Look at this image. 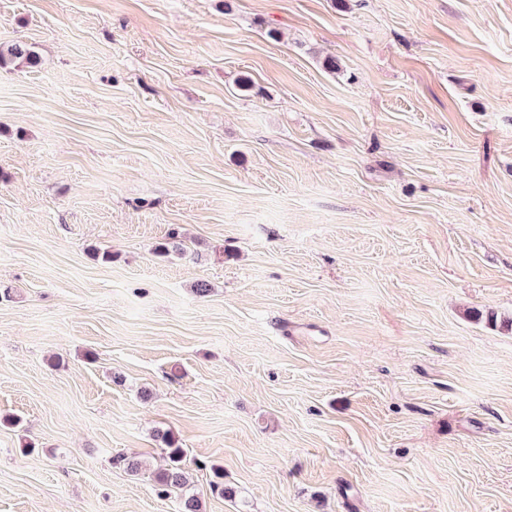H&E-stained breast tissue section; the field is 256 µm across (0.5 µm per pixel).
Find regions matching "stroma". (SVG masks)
Segmentation results:
<instances>
[{
	"label": "stroma",
	"mask_w": 512,
	"mask_h": 512,
	"mask_svg": "<svg viewBox=\"0 0 512 512\" xmlns=\"http://www.w3.org/2000/svg\"><path fill=\"white\" fill-rule=\"evenodd\" d=\"M16 40L0 512H178L163 431L203 512H512V0H0ZM8 62H19L33 67L38 64V56L31 45L22 41L0 44V66ZM159 438L169 449V463L166 468L162 469L155 477L156 484L162 489V492H181L187 487L188 472L186 471L183 461V450L175 446V440L167 432L159 434Z\"/></svg>",
	"instance_id": "stroma-1"
}]
</instances>
